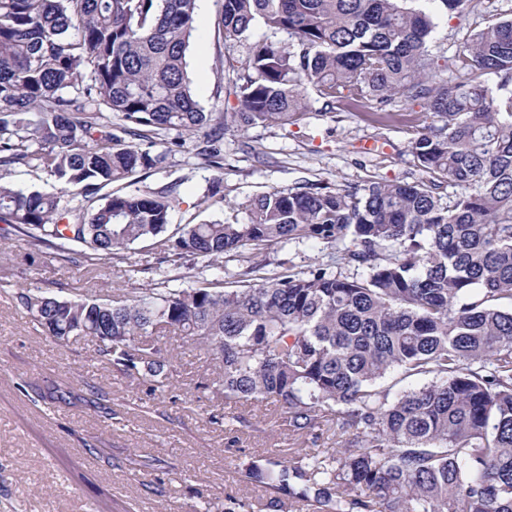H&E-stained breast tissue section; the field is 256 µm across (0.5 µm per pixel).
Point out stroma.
<instances>
[{
	"label": "stroma",
	"instance_id": "stroma-1",
	"mask_svg": "<svg viewBox=\"0 0 512 512\" xmlns=\"http://www.w3.org/2000/svg\"><path fill=\"white\" fill-rule=\"evenodd\" d=\"M436 15L430 48L449 65L471 32L512 16V0H467L462 15ZM221 0H198L188 53L193 90L205 111H233L220 62L224 41L217 20ZM298 124L255 127L224 136L221 166L206 165L193 148L173 152L164 169L141 173L135 189L172 187L180 204L170 224L231 220L240 204L273 189L308 180L346 188L367 181L421 179L409 144L426 119L421 102L395 97L399 119L375 123L368 110L329 107L308 91ZM222 197L205 198L212 180ZM160 254L151 242L123 259L86 271L56 249L33 248L24 231L0 223V512H190L201 499L222 512L225 497L250 503L266 492L238 474L252 458L287 459L308 443L284 429L274 403L246 405L243 423L225 428L222 397L205 389L211 367L204 352L178 335L162 338L173 358L171 385L158 396L128 377L82 338L55 343L34 326L16 294L40 288L71 300L109 299L122 288H153ZM266 258L305 272L329 262L321 244L292 241ZM154 459L150 468L141 461Z\"/></svg>",
	"mask_w": 512,
	"mask_h": 512
}]
</instances>
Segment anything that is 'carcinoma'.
Here are the masks:
<instances>
[{"label":"carcinoma","instance_id":"obj_1","mask_svg":"<svg viewBox=\"0 0 512 512\" xmlns=\"http://www.w3.org/2000/svg\"><path fill=\"white\" fill-rule=\"evenodd\" d=\"M196 2L0 0V168L56 182L44 192L0 176V222L75 266L151 240L162 261L197 271L188 288L84 301L27 290L19 304L58 344L95 341L151 396L168 388L159 337L174 333L205 350L224 404L271 400L314 446L336 425L339 455L242 465L267 512H512V94L486 83L512 82V17L461 42L463 76L450 79L419 0H222V71L239 107L215 117L188 74ZM257 26L264 37L236 55ZM308 86L331 107L370 106L377 123L397 116V94L423 102L432 121L410 153L425 177L308 181L252 197L242 223L172 231L171 193L123 192L199 132L198 155L216 165L224 133L296 123ZM446 183L459 192L445 204ZM292 240L340 256L306 274L270 267L263 254Z\"/></svg>","mask_w":512,"mask_h":512}]
</instances>
